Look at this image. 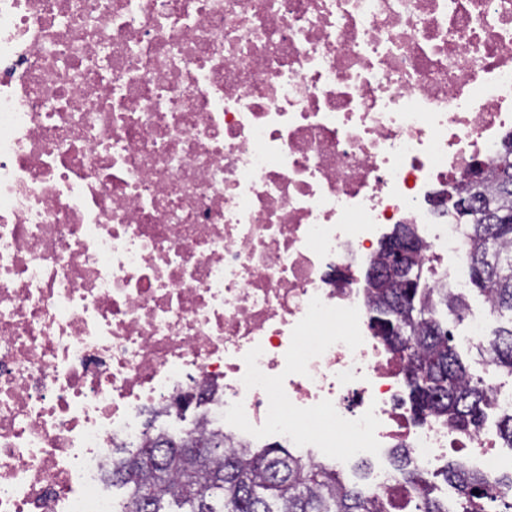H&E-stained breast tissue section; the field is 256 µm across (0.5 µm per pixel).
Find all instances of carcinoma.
I'll return each instance as SVG.
<instances>
[{"label": "carcinoma", "mask_w": 512, "mask_h": 512, "mask_svg": "<svg viewBox=\"0 0 512 512\" xmlns=\"http://www.w3.org/2000/svg\"><path fill=\"white\" fill-rule=\"evenodd\" d=\"M448 193L476 198L470 208L452 211L473 244L467 260L470 283L494 311L512 316V141L503 146L489 179L454 186ZM408 269L414 287L391 279L371 291V320L382 328L389 349L408 355L413 413L419 418L442 415L455 429H479L488 388L463 364L453 334L439 319L443 310L462 317L463 306L446 293L432 296L415 258L409 259ZM480 352L512 377V327L496 330ZM147 442L152 444L148 456L141 447L121 449L112 457L109 479L125 489L123 512H142L144 506L149 512H168L171 503L182 512H386L378 496L342 483L337 470L280 445L229 449L219 433ZM186 442L203 443L215 454L206 466L189 468L167 452ZM402 477L417 493L415 512H448V502L432 496L423 472L411 467ZM446 480L457 490L460 512H512V498L497 495L477 473L457 466Z\"/></svg>", "instance_id": "carcinoma-1"}]
</instances>
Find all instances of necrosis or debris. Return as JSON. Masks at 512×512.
Segmentation results:
<instances>
[{
	"mask_svg": "<svg viewBox=\"0 0 512 512\" xmlns=\"http://www.w3.org/2000/svg\"><path fill=\"white\" fill-rule=\"evenodd\" d=\"M512 135V0H0V512H119L146 413L229 447L312 298L363 343L286 376L296 406L374 410L382 449L512 497L499 433L419 419L371 326L376 243L410 224L433 288L470 243L438 204ZM411 512L395 469L369 473Z\"/></svg>",
	"mask_w": 512,
	"mask_h": 512,
	"instance_id": "obj_1",
	"label": "necrosis or debris"
}]
</instances>
